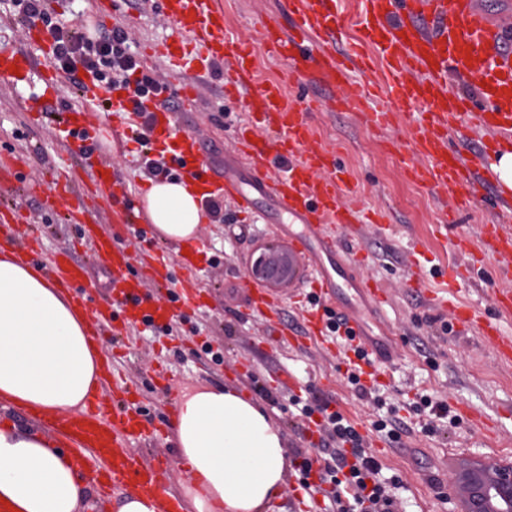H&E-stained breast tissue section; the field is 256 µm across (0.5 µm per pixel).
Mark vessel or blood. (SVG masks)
Instances as JSON below:
<instances>
[{
	"label": "vessel or blood",
	"instance_id": "vessel-or-blood-1",
	"mask_svg": "<svg viewBox=\"0 0 512 512\" xmlns=\"http://www.w3.org/2000/svg\"><path fill=\"white\" fill-rule=\"evenodd\" d=\"M164 10L175 35L158 43L155 54L172 76L182 79V108L192 109L198 97L187 72L196 65L207 72L220 65L242 111L273 127L275 136L244 135L224 156L207 153L194 132L181 128L171 112L158 108V101L171 94L164 84L144 102L151 116V141L163 144L174 176L192 178L203 186L204 199H228L241 213L275 221L277 234L287 239L299 266L311 273L309 295L315 306L304 315L303 338L327 345V313L342 316L346 328L339 336L344 351L362 355L371 376L384 375L396 351L392 342L374 340L367 328L368 317L387 305L388 296L360 273L364 258L355 234L361 214L345 203L349 188L342 168L324 149L309 113L297 109L289 87H322L328 95L317 99V111L352 112L377 127L388 125L392 110L407 105L419 108L421 118L407 133L409 153L404 163L415 178L450 196L457 208H466L472 193L495 188V158L482 152L481 164L472 166L466 157L449 150L448 141L466 124L512 133V51L507 48L512 42V11L492 14L478 0H356L355 23L369 49L340 51L336 32L344 19L335 6L328 0H289L288 26L260 23V33L287 78L260 83L250 53L225 39L224 14L215 0H164ZM35 66L27 50L0 49V78L12 84L27 82ZM452 75L477 86L478 94L449 91ZM60 138L77 145L91 172L90 182L78 185L66 179L71 160L67 154L60 156L46 181L28 178L26 157L15 156L0 165V182L21 184L29 193L65 201L70 222L80 225L83 239L112 273L119 309L112 320L113 335L145 322L167 325L182 308L198 305L201 294L193 289L192 260L184 262L187 278L176 280L168 277L163 260L152 264L153 281L166 291L162 298L128 279L126 271L137 244L113 247L84 201L90 196L111 203L118 225L126 228L139 222L140 211L119 187L101 154L99 128L84 112H70ZM481 252L495 258L499 268L512 270V226L485 225ZM42 267L66 290L88 275L84 265L65 256L43 262ZM445 277V288L434 293L435 307L451 310L456 322L471 324L475 312L448 293L462 280V272L455 268ZM251 307L274 338H285L289 327L275 298L264 289H252ZM482 331L498 362L512 366V336L490 320L484 321ZM53 423L65 426L78 446L92 445L110 460L107 478L112 484L133 478L140 492L157 500L161 512H178L166 463L141 464L127 447V438L139 435L140 428L120 406H113L108 423L95 411L72 420L59 415Z\"/></svg>",
	"mask_w": 512,
	"mask_h": 512
}]
</instances>
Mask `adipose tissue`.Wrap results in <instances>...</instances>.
I'll use <instances>...</instances> for the list:
<instances>
[{
	"label": "adipose tissue",
	"mask_w": 512,
	"mask_h": 512,
	"mask_svg": "<svg viewBox=\"0 0 512 512\" xmlns=\"http://www.w3.org/2000/svg\"><path fill=\"white\" fill-rule=\"evenodd\" d=\"M143 206L155 236L197 240L206 218L195 182L153 181ZM83 318L41 268L0 248V409L78 413L99 383ZM183 483L197 512H266L282 497L291 463L280 428L239 392L181 396L175 423ZM87 477L44 431L0 425L5 512H90Z\"/></svg>",
	"instance_id": "ef3b65f1"
}]
</instances>
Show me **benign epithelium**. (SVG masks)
Masks as SVG:
<instances>
[{
  "mask_svg": "<svg viewBox=\"0 0 512 512\" xmlns=\"http://www.w3.org/2000/svg\"><path fill=\"white\" fill-rule=\"evenodd\" d=\"M298 263L286 248L267 245L251 263L248 276L258 284L285 288L296 278ZM459 512H512V464L464 459L455 479Z\"/></svg>",
  "mask_w": 512,
  "mask_h": 512,
  "instance_id": "7a95c632",
  "label": "benign epithelium"
}]
</instances>
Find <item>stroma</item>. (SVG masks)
I'll use <instances>...</instances> for the list:
<instances>
[{
  "label": "stroma",
  "instance_id": "stroma-1",
  "mask_svg": "<svg viewBox=\"0 0 512 512\" xmlns=\"http://www.w3.org/2000/svg\"><path fill=\"white\" fill-rule=\"evenodd\" d=\"M219 2L227 38L248 42L253 50L257 80L283 79L279 59L254 30L252 21L260 13L287 25V0ZM48 8L57 18L80 28L90 24L100 10L110 9L111 25L127 27L141 52L171 33L162 0H149L142 11L133 8L129 0H116L112 9L107 0H48ZM53 68L52 59L41 56L27 85L16 87L0 80V153L28 155V173L33 177L48 173L62 148L59 130L66 113L59 104L45 105L40 97V77ZM196 80V107L177 113L176 118L203 140L224 149L234 144L248 117L235 100L225 99L221 69L198 74ZM64 97L103 126V154L115 175L126 180L129 198L141 202L149 179L140 171L128 175L123 143L107 129L104 112L74 86H67ZM416 120L408 107L396 110L383 130L350 112L314 116L324 147L341 160L353 186V198L369 218L358 234L361 248L370 256L362 273L392 295L384 318L397 339L398 357L380 378L374 396L359 397L349 384L345 356L312 347L276 346L265 324L250 316L253 282L247 270L259 248L275 242L276 237L272 225L238 222L229 205L224 208L223 222L201 225L195 244L203 306L174 323L171 333L151 332L139 325L120 341L107 334L98 344L99 354L112 355L118 372L126 375L130 403L161 432L155 444L137 443L135 455L166 458L172 468L174 493H181L185 475L175 439L173 404L188 390L228 387L255 400L281 429L293 468L284 497L274 502L277 512H331L326 492L309 494L300 486L299 454L312 449L314 441L306 432L307 419L298 415L291 402V391L274 380L277 368L283 365L297 377L301 397L330 399L363 429H371L385 417L407 425V433L395 441L381 432L374 435L384 452L379 459L383 476L395 475L402 482L396 491L398 512H457L452 475L462 459L494 456L512 463V367L496 362L492 345L482 338L478 327L449 323L429 303L430 291L439 286V270L462 259L455 242L479 244L484 225L497 223V210L489 196L479 195L467 209L455 211L430 185L406 172L399 155L406 146L404 132ZM1 197L14 200L20 210L21 220L11 228V236L20 238L35 230L43 258L66 253L86 264L98 282L91 292L94 305L111 306L109 273L94 263L74 225L65 223L61 212L45 210L39 197L14 187L0 189ZM382 212L394 228L391 234H378L372 227ZM419 241L426 245L420 261L428 276V287L422 291L405 285L409 251ZM501 288L512 289V276L499 272L495 260L489 258L474 265L457 298L481 319L497 318L501 330L512 335V317H497L492 301ZM207 342L220 349L221 361H212L204 353L202 346ZM426 397L451 407L466 404L479 418L461 419L452 425L429 417L420 409Z\"/></svg>",
  "mask_w": 512,
  "mask_h": 512
}]
</instances>
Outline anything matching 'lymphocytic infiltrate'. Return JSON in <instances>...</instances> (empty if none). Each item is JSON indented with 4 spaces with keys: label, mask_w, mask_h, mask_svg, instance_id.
I'll use <instances>...</instances> for the list:
<instances>
[{
    "label": "lymphocytic infiltrate",
    "mask_w": 512,
    "mask_h": 512,
    "mask_svg": "<svg viewBox=\"0 0 512 512\" xmlns=\"http://www.w3.org/2000/svg\"><path fill=\"white\" fill-rule=\"evenodd\" d=\"M9 6L22 28L44 26L53 42V58L71 84L81 85L86 72L107 89L128 91L136 105L159 84L158 75L143 69L136 42L126 28L102 29L92 39L53 17L45 0H9ZM292 403L303 416L316 410L322 415L319 479L331 484L337 512H393L399 481L382 477L380 463L363 448L354 425L327 405L315 410L297 397Z\"/></svg>",
    "instance_id": "f902f5d3"
}]
</instances>
